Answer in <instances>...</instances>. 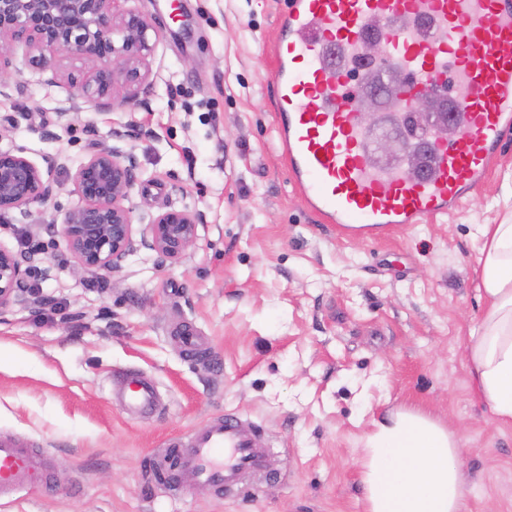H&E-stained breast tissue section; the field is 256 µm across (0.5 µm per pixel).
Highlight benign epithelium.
<instances>
[{
    "instance_id": "7a95c632",
    "label": "benign epithelium",
    "mask_w": 512,
    "mask_h": 512,
    "mask_svg": "<svg viewBox=\"0 0 512 512\" xmlns=\"http://www.w3.org/2000/svg\"><path fill=\"white\" fill-rule=\"evenodd\" d=\"M123 0H0V76L34 69L57 83L70 67L65 84L68 108L59 119L80 114L81 104L94 101L105 110L116 104H142L152 55L158 37L143 14L125 9ZM434 96L417 93L409 102L410 120L431 124L445 138L455 137L453 124L443 117L431 119ZM377 152L392 158L412 148L385 137ZM59 166L54 156L37 165L20 151L0 149V217L28 212L35 203L48 201L54 191L52 172ZM138 163L133 153L101 148L75 170L73 192L79 204L68 210L49 232L61 238L78 268L105 276L121 268L134 250L133 190ZM206 222L198 210L169 208L148 224L142 245L171 265L181 263L198 239V226ZM33 256L0 248V313L17 298L32 274Z\"/></svg>"
}]
</instances>
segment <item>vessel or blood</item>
<instances>
[{"mask_svg":"<svg viewBox=\"0 0 512 512\" xmlns=\"http://www.w3.org/2000/svg\"><path fill=\"white\" fill-rule=\"evenodd\" d=\"M382 42L373 58L364 47ZM280 139L296 190L325 222L357 238L432 222L460 209L512 135V0H288L270 44ZM398 69L385 123L404 127L405 101L427 92L448 102L457 130L434 136L423 168L378 166L361 118L362 74ZM127 406H156L147 378H126ZM265 460L253 428L228 415L192 433L177 477L225 491ZM40 457L0 438V498L46 484Z\"/></svg>","mask_w":512,"mask_h":512,"instance_id":"obj_1","label":"vessel or blood"}]
</instances>
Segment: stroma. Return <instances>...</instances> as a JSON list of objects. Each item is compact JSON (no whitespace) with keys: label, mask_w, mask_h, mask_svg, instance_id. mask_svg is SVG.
<instances>
[{"label":"stroma","mask_w":512,"mask_h":512,"mask_svg":"<svg viewBox=\"0 0 512 512\" xmlns=\"http://www.w3.org/2000/svg\"><path fill=\"white\" fill-rule=\"evenodd\" d=\"M125 6L158 33L148 108L86 102L67 124L64 89L28 69L0 80V148L60 161L51 199L0 219L1 248L42 251L0 315V436L39 451L51 476L0 512H365L363 440L394 407L457 431L464 512H512V425L473 402L464 357L483 309L477 229L512 222V140L454 214L346 237L277 148L266 47L285 0ZM103 147L138 157L136 232L169 208L204 212L182 263L140 246L98 278L54 242L46 223L79 202L71 174ZM131 371L158 395L142 417L115 395ZM227 413L255 428L265 470L238 495L188 478L169 489V451Z\"/></svg>","instance_id":"35a3bbf8"}]
</instances>
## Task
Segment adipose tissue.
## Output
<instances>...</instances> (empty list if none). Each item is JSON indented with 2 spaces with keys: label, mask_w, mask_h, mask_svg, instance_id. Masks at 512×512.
I'll list each match as a JSON object with an SVG mask.
<instances>
[{
  "label": "adipose tissue",
  "mask_w": 512,
  "mask_h": 512,
  "mask_svg": "<svg viewBox=\"0 0 512 512\" xmlns=\"http://www.w3.org/2000/svg\"><path fill=\"white\" fill-rule=\"evenodd\" d=\"M482 316L466 346L475 403L512 425V223L479 230ZM365 512H461L465 474L455 431L421 410L380 414L364 441Z\"/></svg>",
  "instance_id": "obj_1"
}]
</instances>
